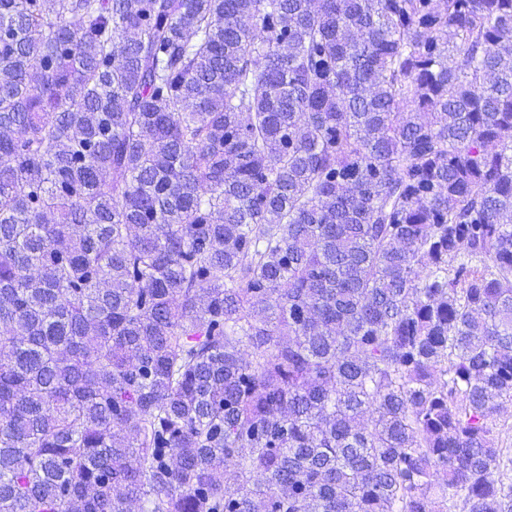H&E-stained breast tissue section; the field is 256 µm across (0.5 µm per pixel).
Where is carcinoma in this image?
Listing matches in <instances>:
<instances>
[{
    "label": "carcinoma",
    "mask_w": 512,
    "mask_h": 512,
    "mask_svg": "<svg viewBox=\"0 0 512 512\" xmlns=\"http://www.w3.org/2000/svg\"><path fill=\"white\" fill-rule=\"evenodd\" d=\"M512 0H0V512H512Z\"/></svg>",
    "instance_id": "1"
}]
</instances>
